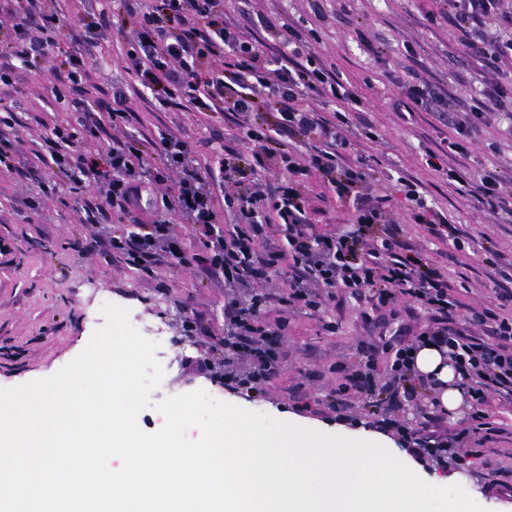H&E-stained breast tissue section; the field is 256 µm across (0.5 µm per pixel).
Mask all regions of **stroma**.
I'll return each mask as SVG.
<instances>
[{
	"mask_svg": "<svg viewBox=\"0 0 512 512\" xmlns=\"http://www.w3.org/2000/svg\"><path fill=\"white\" fill-rule=\"evenodd\" d=\"M283 18L301 33L311 34L310 46L328 69L351 84L364 102L362 120L377 128L378 141H357L354 149L376 170L381 189L392 196L389 212L400 221L404 240L442 267L464 307L489 303L494 294L487 278L491 262L512 260V218L477 207L470 197L451 191L448 178L428 172L426 153L448 147V125L437 113L421 111L401 119L392 110L398 90L395 77H417L447 95L455 112L468 109L478 91V58L467 55L453 38L438 0H224V11L241 6ZM437 22H429V14ZM17 90L0 99V112L11 111L19 121L24 154L42 144L39 121L47 114L67 117L52 92L45 70L17 66ZM146 133L179 123L185 138L200 157L218 161L225 146L236 143L238 129L225 115L215 114L208 125L196 124L189 112L137 110ZM470 179L483 169L497 168L512 176V138L494 129L482 131L467 154L453 158ZM421 183L429 206L461 225L471 238L464 254L450 243L430 236L413 223L398 179ZM309 197V217L318 229L343 227L353 208L339 200L329 185L311 174L303 179ZM75 179H53L37 172L21 177L0 172V388L49 378L78 357L94 332L105 323L104 305L127 308L129 320L146 339L156 343V357L164 375L151 398L159 402L196 390L214 398L261 412L278 422L293 416L334 432L363 429V420L345 412L331 419L309 409L296 410V383H304L310 400L324 398L335 386L329 371L338 357L355 361L359 343L370 341L367 318L373 317L369 299H347L319 316L294 315L282 343L288 349V369L267 394L246 397L226 380L189 373L184 361L200 354V347L182 329L186 310L202 313L209 344L224 336V289L198 274L197 268L172 267L157 278L114 260L106 246L114 232H134L131 224H85L79 215L57 202V195L78 187ZM38 200L32 211L21 208L22 198ZM483 463L465 470H449L458 484L485 512H503L512 497L487 488Z\"/></svg>",
	"mask_w": 512,
	"mask_h": 512,
	"instance_id": "1",
	"label": "stroma"
}]
</instances>
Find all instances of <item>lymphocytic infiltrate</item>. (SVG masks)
<instances>
[{
    "mask_svg": "<svg viewBox=\"0 0 512 512\" xmlns=\"http://www.w3.org/2000/svg\"><path fill=\"white\" fill-rule=\"evenodd\" d=\"M113 2L124 8L117 31L124 36L132 80L113 90L111 103L94 96L85 64L106 40L108 7L86 14L82 39L53 64L49 57L67 20L62 0H0V58L33 67L49 61L52 93L76 119L47 125L49 150L38 161L53 174L85 177L90 189L74 200L85 223L117 217L138 225V232L113 236V257L148 274L164 265L198 264L223 276L224 357L218 364L190 357L186 368L221 374L246 392L264 393L286 370L283 348L270 339L284 334L291 313L322 311L345 293L366 295L379 327L395 326L399 348L383 373L371 343L361 347L355 368L335 364L336 386L323 400L324 409L336 413L361 405L376 428L400 435L419 462L444 467L487 456V444L501 431L493 408L512 407V264L498 267L491 278L494 303L460 318L447 274L406 246L401 224L384 208L387 196L377 192L374 169L352 153L345 129L361 99L291 24L245 10L228 16L224 0ZM444 2L468 55L496 68L512 64V0ZM258 28L273 33L276 44L256 41ZM480 83L466 120L452 125L449 151L464 153L483 127L512 122V112L504 108L512 88L485 74ZM396 86L393 111L446 114L447 98L428 82L400 80ZM137 100L151 112L231 114L244 146L225 149L215 164L199 160L173 131L151 139L131 129ZM321 102L334 103V110L322 115ZM296 140L307 144V154L295 152ZM155 156L160 165L152 164ZM272 167L288 170V184L269 189L261 173ZM309 171L338 198L352 200L354 215L346 229L320 231L311 224L299 180ZM403 187L405 198L416 204L415 223L427 225L438 240L460 243L457 225L429 207L414 183ZM472 194L482 208L512 217V181L497 169L483 170ZM176 219L192 226L203 253L186 252L173 238ZM277 224L285 228L282 245L269 235ZM282 273L288 281L276 291L253 283L257 275ZM411 302L431 314L423 331L401 321ZM427 345L450 358L470 394L467 425L449 427L436 406V381L416 370L415 353ZM418 397L435 409L410 428L398 413Z\"/></svg>",
    "mask_w": 512,
    "mask_h": 512,
    "instance_id": "obj_1",
    "label": "lymphocytic infiltrate"
}]
</instances>
